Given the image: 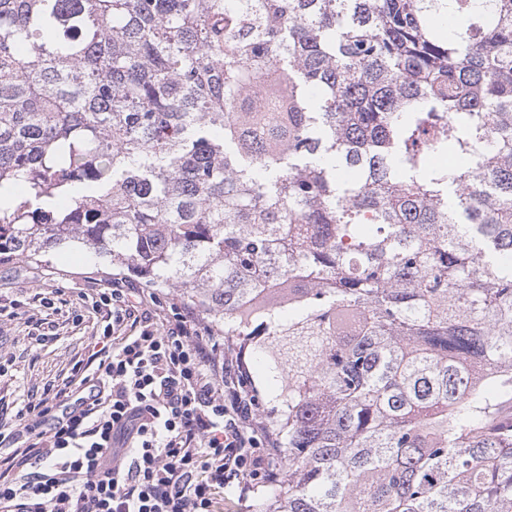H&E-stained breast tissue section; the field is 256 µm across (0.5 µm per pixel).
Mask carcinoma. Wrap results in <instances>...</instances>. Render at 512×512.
I'll use <instances>...</instances> for the list:
<instances>
[{
  "instance_id": "cac0c4a2",
  "label": "carcinoma",
  "mask_w": 512,
  "mask_h": 512,
  "mask_svg": "<svg viewBox=\"0 0 512 512\" xmlns=\"http://www.w3.org/2000/svg\"><path fill=\"white\" fill-rule=\"evenodd\" d=\"M6 192L265 362L253 512H512V0H0Z\"/></svg>"
}]
</instances>
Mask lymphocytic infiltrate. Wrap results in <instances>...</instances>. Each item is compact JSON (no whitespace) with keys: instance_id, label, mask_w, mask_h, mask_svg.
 Segmentation results:
<instances>
[{"instance_id":"f902f5d3","label":"lymphocytic infiltrate","mask_w":512,"mask_h":512,"mask_svg":"<svg viewBox=\"0 0 512 512\" xmlns=\"http://www.w3.org/2000/svg\"><path fill=\"white\" fill-rule=\"evenodd\" d=\"M84 303L95 351L0 421V512H216L277 479L258 391L211 325L118 276Z\"/></svg>"}]
</instances>
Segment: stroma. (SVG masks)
Listing matches in <instances>:
<instances>
[{
    "instance_id": "35a3bbf8",
    "label": "stroma",
    "mask_w": 512,
    "mask_h": 512,
    "mask_svg": "<svg viewBox=\"0 0 512 512\" xmlns=\"http://www.w3.org/2000/svg\"><path fill=\"white\" fill-rule=\"evenodd\" d=\"M113 268L83 248L57 249L37 260L15 257L0 261V304L17 305L18 316L0 323V356L11 359L0 378V412L13 417L32 395L60 384L76 361L92 351L93 319L78 296L82 288H108ZM62 288L70 302L69 320L59 321L53 340L33 344L29 319L39 317L38 294Z\"/></svg>"
}]
</instances>
